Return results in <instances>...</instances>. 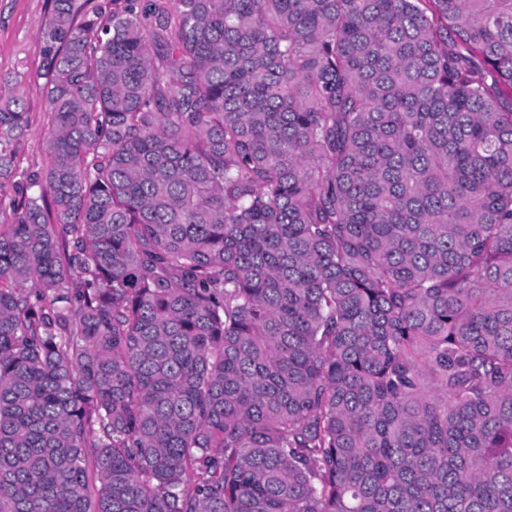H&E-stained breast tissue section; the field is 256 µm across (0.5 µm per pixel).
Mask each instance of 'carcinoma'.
<instances>
[{"label":"carcinoma","instance_id":"1","mask_svg":"<svg viewBox=\"0 0 512 512\" xmlns=\"http://www.w3.org/2000/svg\"><path fill=\"white\" fill-rule=\"evenodd\" d=\"M81 8L0 224V512H512V0Z\"/></svg>","mask_w":512,"mask_h":512}]
</instances>
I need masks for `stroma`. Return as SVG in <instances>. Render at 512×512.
<instances>
[{"mask_svg":"<svg viewBox=\"0 0 512 512\" xmlns=\"http://www.w3.org/2000/svg\"><path fill=\"white\" fill-rule=\"evenodd\" d=\"M49 16L50 0H0V96H19L29 124L25 136L10 146V173L0 177V224L13 222L11 201L47 163L43 136L51 116L40 73L41 33Z\"/></svg>","mask_w":512,"mask_h":512,"instance_id":"stroma-1","label":"stroma"}]
</instances>
